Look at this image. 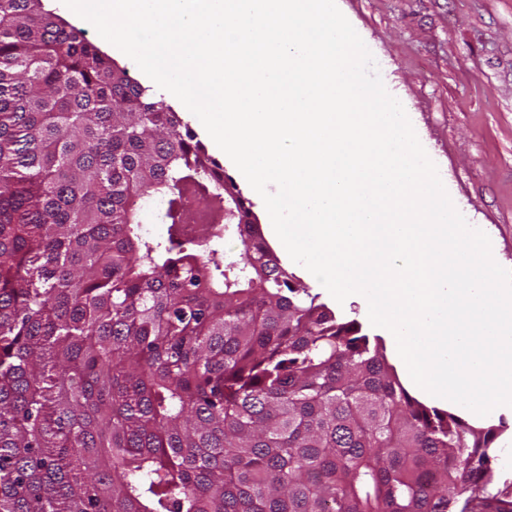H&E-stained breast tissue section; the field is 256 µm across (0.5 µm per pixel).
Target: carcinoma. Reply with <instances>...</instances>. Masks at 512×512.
<instances>
[{
  "label": "carcinoma",
  "mask_w": 512,
  "mask_h": 512,
  "mask_svg": "<svg viewBox=\"0 0 512 512\" xmlns=\"http://www.w3.org/2000/svg\"><path fill=\"white\" fill-rule=\"evenodd\" d=\"M226 200L241 260L184 248ZM500 435L296 283L177 112L0 0V512H512Z\"/></svg>",
  "instance_id": "1"
}]
</instances>
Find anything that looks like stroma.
Masks as SVG:
<instances>
[{
    "mask_svg": "<svg viewBox=\"0 0 512 512\" xmlns=\"http://www.w3.org/2000/svg\"><path fill=\"white\" fill-rule=\"evenodd\" d=\"M336 3L402 103L453 204L489 236L497 263L512 270V0ZM274 252L320 302L381 337L359 304H337L282 247ZM487 422L503 430L495 485H512V414Z\"/></svg>",
    "mask_w": 512,
    "mask_h": 512,
    "instance_id": "1",
    "label": "stroma"
}]
</instances>
